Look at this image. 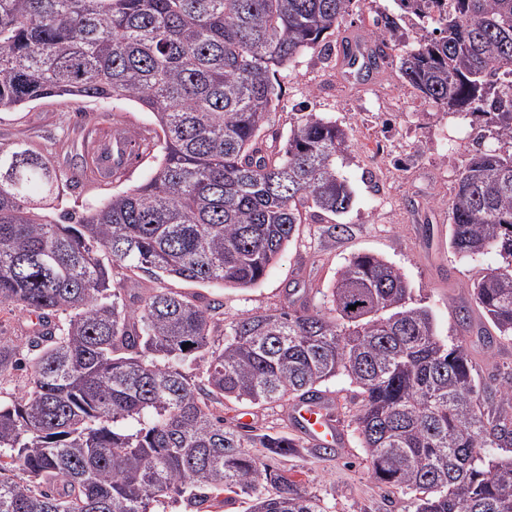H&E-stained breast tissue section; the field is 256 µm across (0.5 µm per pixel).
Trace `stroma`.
<instances>
[{
  "mask_svg": "<svg viewBox=\"0 0 512 512\" xmlns=\"http://www.w3.org/2000/svg\"><path fill=\"white\" fill-rule=\"evenodd\" d=\"M397 0H354L338 30L327 42L339 46L353 36L372 37L378 13H399ZM399 52H392L382 74L367 87L355 88L349 75H337L336 56L306 51L280 78V108L265 129L268 139L285 142L291 125L307 113L336 121L350 137L347 160L337 170L354 190V203L340 221L346 230L328 236L321 223L299 225L283 256L256 286L230 289L171 281L176 290L223 305L225 322L251 312L287 304L295 284L329 288L337 270L357 253H372L395 265L412 291V302L429 307L439 335L455 342L467 339L479 361L481 376L512 371V345L496 346L462 327L456 309L468 304L471 283L499 257L489 252L461 259L449 248L448 202L464 160L476 148L477 130L454 114L424 102L399 75ZM105 106L68 97L34 101L26 108L0 115V139H24L55 152L61 165L70 160L61 152L63 128L93 125ZM156 161L136 156L124 180L85 182L68 193L64 204H95L112 194L137 186L153 173ZM338 398L339 421L346 447L325 456L314 455L309 444L275 459L277 468L293 475L308 490L326 497L328 512H406L402 491L387 494L370 479L368 463L354 432L355 388L344 378L328 382ZM225 417L245 422L256 433L289 431L287 410L279 405L251 408L227 402Z\"/></svg>",
  "mask_w": 512,
  "mask_h": 512,
  "instance_id": "1",
  "label": "stroma"
}]
</instances>
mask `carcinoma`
<instances>
[{"mask_svg":"<svg viewBox=\"0 0 512 512\" xmlns=\"http://www.w3.org/2000/svg\"><path fill=\"white\" fill-rule=\"evenodd\" d=\"M351 2L0 0V112L71 96L134 103L157 127L150 139L98 127L157 167L80 214L58 210L59 199L98 175L90 142L62 169L21 139L0 141V311L35 317L29 336L0 335V380L28 376L0 402V512H166L179 501L213 512L226 493L248 500L247 512H327L251 452L272 459L297 441L242 432L224 401L286 405L339 376L358 388L371 479L410 493L408 512H512V382L480 380L467 341L437 335L391 263L358 253L322 306L293 299L243 314L219 342V302L163 287L127 299L140 273L251 288L307 218L350 210L336 169L345 130L313 113L279 147L262 130L281 72ZM399 5L374 20L369 62L415 15L423 35L400 55L401 77L512 145V0ZM449 217L454 255L501 258L473 282L460 321L472 326L476 310L487 339L512 344V152L465 160Z\"/></svg>","mask_w":512,"mask_h":512,"instance_id":"cac0c4a2","label":"carcinoma"}]
</instances>
